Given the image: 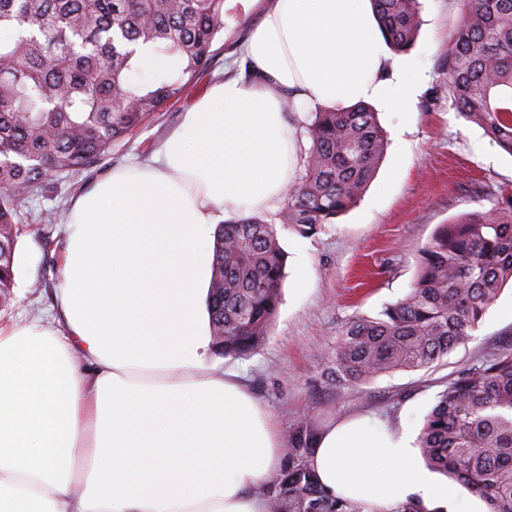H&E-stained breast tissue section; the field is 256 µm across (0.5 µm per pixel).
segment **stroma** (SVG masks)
Listing matches in <instances>:
<instances>
[{
  "label": "stroma",
  "mask_w": 512,
  "mask_h": 512,
  "mask_svg": "<svg viewBox=\"0 0 512 512\" xmlns=\"http://www.w3.org/2000/svg\"><path fill=\"white\" fill-rule=\"evenodd\" d=\"M271 0H226L224 30L200 85L239 74L241 42ZM415 46L391 53L392 61L420 71L423 80L410 109L375 103L387 149L373 181L357 205L314 235L280 225L277 209L261 211L277 225L287 253V277L276 322L252 354H212L218 369L240 374L265 406L281 434L301 417L324 427L366 415L394 428L419 432L439 395L474 356L512 345V287L502 290L479 327L431 368L400 371L360 388H337L327 377L336 342L350 322L376 318L403 298L416 273L422 246L437 225L473 212H491L493 196H476L475 184L492 181L512 193V156L465 122L448 106V38L462 12L460 0H420ZM190 102L174 100L151 114L91 169L55 174L31 194L22 209L15 254V285L0 326L32 319L51 322L62 286V249L71 200L107 177L112 169L148 159L180 123ZM311 275L299 287L298 259Z\"/></svg>",
  "instance_id": "35a3bbf8"
}]
</instances>
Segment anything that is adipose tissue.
<instances>
[{
  "mask_svg": "<svg viewBox=\"0 0 512 512\" xmlns=\"http://www.w3.org/2000/svg\"><path fill=\"white\" fill-rule=\"evenodd\" d=\"M371 0H274L242 52L146 163L69 208L55 325L0 328V512H268L281 434L233 371H214L212 228L267 210L296 167L283 91L301 104L409 102ZM325 491L395 512H454L415 435L368 417L321 431Z\"/></svg>",
  "mask_w": 512,
  "mask_h": 512,
  "instance_id": "1",
  "label": "adipose tissue"
}]
</instances>
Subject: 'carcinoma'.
Masks as SVG:
<instances>
[{
  "mask_svg": "<svg viewBox=\"0 0 512 512\" xmlns=\"http://www.w3.org/2000/svg\"><path fill=\"white\" fill-rule=\"evenodd\" d=\"M225 0H0V301L14 283L17 224L26 198L51 173L86 169L153 112L199 83L224 30ZM386 42L411 49L419 0H372ZM448 47V102L512 155V0H463ZM175 65L149 81L136 48ZM303 171L281 221L303 235L361 200L386 147L366 104L318 107L306 123ZM210 289L216 351L254 352L275 322L286 254L276 225L252 217L213 234ZM512 281V195L492 213L440 224L422 247L408 294L377 318L353 321L331 373L362 387L429 368L460 345ZM318 431L304 416L288 434L285 466L268 492L278 512H362L330 496L309 466ZM426 464L512 512V345L457 372L418 436Z\"/></svg>",
  "mask_w": 512,
  "mask_h": 512,
  "instance_id": "carcinoma-1",
  "label": "carcinoma"
}]
</instances>
